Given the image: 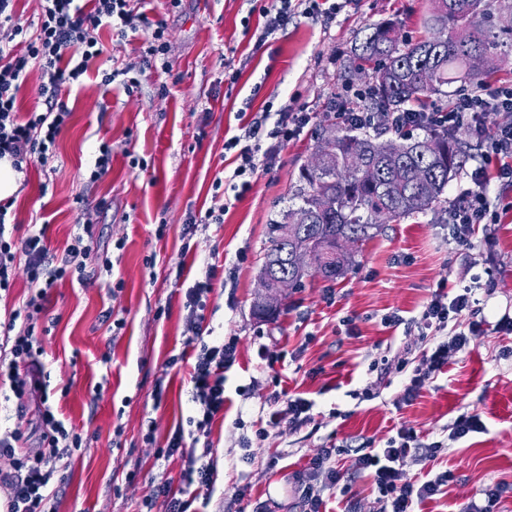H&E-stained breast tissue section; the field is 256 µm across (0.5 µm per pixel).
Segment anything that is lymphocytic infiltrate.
Masks as SVG:
<instances>
[{
    "mask_svg": "<svg viewBox=\"0 0 512 512\" xmlns=\"http://www.w3.org/2000/svg\"><path fill=\"white\" fill-rule=\"evenodd\" d=\"M14 0H0V159L9 158L16 171H24L31 162L48 165L52 146L71 112L61 98L63 88L78 83L90 62L101 56L104 46L94 36L95 30L109 28L118 37L143 27L146 60L164 56L168 33L163 24H151L145 13L133 7L132 0H39L36 20L21 22L13 9ZM249 14L262 18L255 27L257 41L263 42L286 30L296 16L335 17L342 0H248ZM38 71L37 95L44 111L20 117L17 94L30 71ZM361 102L360 110L347 113L351 124L366 129L404 131L422 127L461 130L481 144L480 162L467 175L466 184L448 207V222L454 240L467 245L477 224H497L499 210L493 209L488 188L499 183L512 191V83H501L463 93L445 109L428 112H373L365 106L368 89L353 90ZM501 115L495 129H488L486 119ZM310 113L282 105L277 110L256 113L241 127L239 134L224 143L235 151L237 166L228 180L236 195L252 187V179L261 162L271 159L282 147L300 134L310 122ZM83 222L77 225L72 241L58 264L47 259L44 231L30 227L24 237L7 232L8 206L0 203V291H9L17 276H25L29 294L22 305L12 309L0 321V335L10 347L0 352V388H9L17 400L33 392L40 395L36 425V448L19 450L21 428L0 433V458L7 468H0V493L5 496L4 512H53L54 481L66 458L84 448L81 433L68 426L49 403L50 374L42 361L44 349L38 337V322L46 313L50 291L58 282L74 280L86 283L90 274L88 260L94 250L93 208L87 199H79ZM216 267H208L203 279L195 281L185 293L188 310L186 344L194 353L190 373L193 384L190 433L176 431L163 451L164 456L180 455L184 461L182 480L195 487V494L178 497L167 479H160L153 497L145 501L148 512H196L194 504L200 491H212L216 468L211 448L203 440L209 437L216 418L224 412V371L236 361V341L205 339V310ZM491 284L472 282L456 293L437 287L424 303L417 319L421 333L433 336L434 343L425 350L404 384L398 401L410 403L420 390L443 372L448 354L469 347L471 341L488 334H512V317L497 322L472 320L479 292H491ZM346 454L352 460L349 472H371L379 489L377 512H414L416 504L437 495L448 484L451 474L444 471L432 478H408L404 469L407 457L420 462L433 459L435 450L422 445L413 428L402 426L386 447L366 450L349 448L338 451L325 448L314 457L298 480L302 512H323L325 495L334 493L346 473L337 469L335 458Z\"/></svg>",
    "mask_w": 512,
    "mask_h": 512,
    "instance_id": "1",
    "label": "lymphocytic infiltrate"
}]
</instances>
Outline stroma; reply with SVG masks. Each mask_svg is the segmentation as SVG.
Segmentation results:
<instances>
[{"mask_svg": "<svg viewBox=\"0 0 512 512\" xmlns=\"http://www.w3.org/2000/svg\"><path fill=\"white\" fill-rule=\"evenodd\" d=\"M432 8L433 0H351L335 20L300 16L259 45L242 25L247 0H181L176 7L145 0L149 19L170 33L164 62L148 64L143 33L121 39L99 31L107 53L64 96L71 116L50 169L29 168L6 216L21 236L42 225L59 256L75 231L74 199L88 196L98 207L94 243L112 255L111 275L84 286L59 283L47 305L55 320L43 338L49 402L92 436L68 460L54 512H141L160 477L182 489L181 457L157 451L190 414L191 365L167 361L184 348L185 282L211 265L232 270L234 279L229 287L214 280L207 324L214 336L236 339L237 360L224 372L228 404L210 435L217 480L206 512H296V474L321 449L382 448L402 425L423 444L441 443L429 466L453 475L416 512H461L485 486L512 483V335L478 337L468 350L449 354L443 374L411 403L398 401L408 378L401 359L420 357L431 345L413 320L438 284L453 293L476 279L493 281L491 294L480 297V315L494 322L512 310V211L493 232L474 226L464 246L440 219L390 222L345 277L307 278L285 291L274 318L253 313L269 227L300 186L324 112L344 84L371 81V67L356 53L366 27L392 21L400 37L414 40L425 35ZM130 64L139 82L133 95L119 83H102L103 72ZM246 99L255 112L290 101L313 118L259 167L223 223L189 224L214 205L215 179L236 166L224 140L237 134ZM103 141L112 145V168L90 185L87 169ZM133 156L143 166H131ZM119 239L124 247L117 250ZM109 308L124 319L122 329L105 322ZM392 313L403 324H385ZM370 382L373 399H358ZM275 391L311 399L309 421L298 427L280 415L243 450L240 436H253ZM38 404L0 392V427H21L27 448L38 442ZM462 415L478 416L483 429L450 440L447 427Z\"/></svg>", "mask_w": 512, "mask_h": 512, "instance_id": "obj_1", "label": "stroma"}]
</instances>
